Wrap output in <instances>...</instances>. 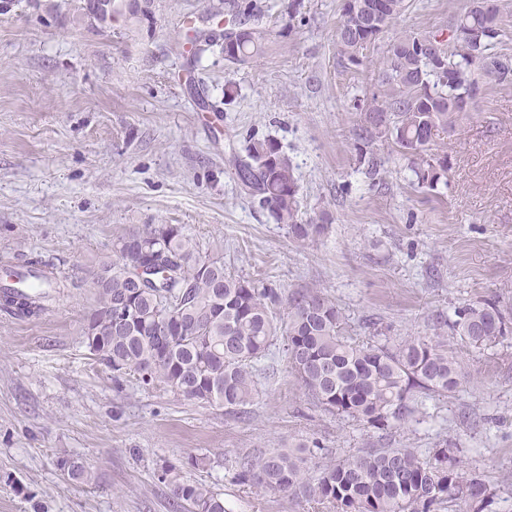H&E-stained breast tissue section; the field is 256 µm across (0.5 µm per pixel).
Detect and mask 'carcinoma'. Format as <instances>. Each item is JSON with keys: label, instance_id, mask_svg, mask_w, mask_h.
<instances>
[{"label": "carcinoma", "instance_id": "cac0c4a2", "mask_svg": "<svg viewBox=\"0 0 512 512\" xmlns=\"http://www.w3.org/2000/svg\"><path fill=\"white\" fill-rule=\"evenodd\" d=\"M97 0H80L82 16L106 27L121 19L131 33L154 24V0L133 7L130 0H109L108 13ZM482 0L451 23L453 47L437 35H405L386 51L381 69L382 96L356 105L363 120L361 137L387 138L411 162L418 186L431 190L447 179L448 158L426 154L453 117L466 111L476 72L496 84L512 83V70L493 67L501 57L490 52L499 34V12L484 10ZM405 7L404 0H347L337 30L340 52L360 65V51L376 41ZM186 36L201 54L214 46L233 65L260 57L267 33L258 26L224 36L220 43L192 19ZM233 166L241 190L257 200L275 223L298 241L313 239L324 224L299 221L298 185L289 157L272 139L247 140ZM117 259L101 266L95 280L96 305L87 314L83 343L106 368L142 382H158L183 397L227 408H244L257 393L254 363L283 337L290 368L308 395L324 410L379 431L409 418L418 398L456 392L466 379L462 363L440 337L398 343H359L345 334L340 308L318 291H298L283 299L272 288L232 275L224 261L202 254L180 224H161L118 237ZM0 309L37 319L62 288H79L59 278L49 264L30 257L18 264L0 260ZM287 305V316L276 307ZM447 327L452 337L485 348L512 334V321L494 297L464 303ZM460 449L444 442L424 454L414 448H376L317 465L312 458L273 451L246 456L236 479L269 492L303 496L329 504L334 512H444L462 504L484 512L494 491L482 475L462 465ZM64 478L87 483L85 464L59 463ZM172 494L187 512H226L224 497L204 484L172 482Z\"/></svg>", "mask_w": 512, "mask_h": 512}]
</instances>
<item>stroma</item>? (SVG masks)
<instances>
[{"instance_id": "stroma-1", "label": "stroma", "mask_w": 512, "mask_h": 512, "mask_svg": "<svg viewBox=\"0 0 512 512\" xmlns=\"http://www.w3.org/2000/svg\"><path fill=\"white\" fill-rule=\"evenodd\" d=\"M209 3L155 0L154 25L134 35L82 19L79 0L0 8V258L39 256L81 282L38 319L0 311V512H174L173 477L220 490L228 512H331L238 483V461L300 443L322 462L442 441L495 487L488 512H512V335L481 349L448 339L467 383L384 432L314 405L279 343L256 364L244 416L114 381L83 344L114 238L160 224L182 225L236 275L322 292L363 341L435 335L459 304L489 296L512 315V84L480 81L429 145L448 159L434 190L382 139L371 149L384 166L368 173L353 107L378 92L395 38L448 32L472 0H406L350 67L336 40L344 0H256L270 36L244 66L216 48L193 59L182 21ZM252 136L280 143L302 218L324 234L295 242L240 191L230 151ZM72 457L89 483L64 479L58 463Z\"/></svg>"}]
</instances>
